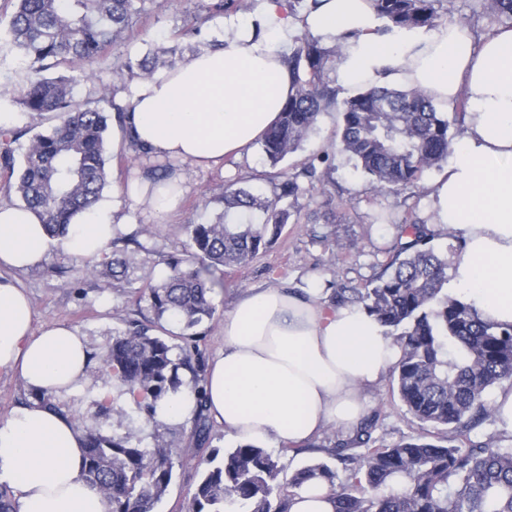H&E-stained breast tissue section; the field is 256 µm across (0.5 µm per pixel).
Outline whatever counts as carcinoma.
Wrapping results in <instances>:
<instances>
[{"mask_svg": "<svg viewBox=\"0 0 512 512\" xmlns=\"http://www.w3.org/2000/svg\"><path fill=\"white\" fill-rule=\"evenodd\" d=\"M148 0H15L4 35L25 65L24 85L12 98L22 112L56 120L50 132L32 137L21 160L14 191L33 210L47 233L64 239L74 214L95 206L109 184V114L125 124L126 109L115 101V88L103 86L93 100L75 99L81 78L96 79L90 67L109 48L138 30ZM378 17L392 27L434 24L442 0H372ZM250 0H211L209 16L237 12ZM489 18L512 25V0H483ZM340 46H325L309 33L297 38L286 57L295 94L261 140L271 167L301 148L321 114L340 115L336 133L341 152L370 177L374 188L399 191L417 186L424 173L448 157L450 126L462 127L465 99L453 118L438 112L415 88L371 86L344 99L330 73ZM177 63L176 50L163 58L147 53L113 70L151 78ZM17 140L0 127V162L14 170ZM172 164L144 171L152 181H168ZM270 194L227 186L217 198L223 206L216 220L186 224L181 256H160L166 276L138 290L154 320L127 321L112 332L102 356L119 394L132 396L131 411L97 400V414L123 420L134 412L155 419L157 406L183 393L195 398L197 445L211 442L206 408L204 365L187 341L194 328L213 319L215 288L224 274L249 265L281 236L298 215L304 189L297 176L269 175ZM259 211L254 224L243 217ZM407 237L374 285L358 296L335 288L329 304L354 302L375 316L400 347L389 369L392 393L407 413L433 429L393 446L358 450L370 441L372 420L339 439L329 454L349 462L341 478L326 464L296 470L280 479V458L252 443L198 462L201 477L186 512H288L291 500L309 483L327 485L334 512H512V448L476 443L471 433L494 418L489 391L512 382V324L482 317L461 297L448 292V258L433 244L439 233L410 214L398 225ZM128 260L112 252L101 262L87 259L84 271L99 272L113 285L128 281ZM179 326L175 334L166 324ZM190 372L185 380L179 370ZM174 440L142 444L134 433L107 436L86 432L81 476L102 494L106 512H156L174 477Z\"/></svg>", "mask_w": 512, "mask_h": 512, "instance_id": "1", "label": "carcinoma"}]
</instances>
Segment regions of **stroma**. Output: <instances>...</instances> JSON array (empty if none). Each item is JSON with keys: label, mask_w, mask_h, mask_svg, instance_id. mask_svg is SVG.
<instances>
[{"label": "stroma", "mask_w": 512, "mask_h": 512, "mask_svg": "<svg viewBox=\"0 0 512 512\" xmlns=\"http://www.w3.org/2000/svg\"><path fill=\"white\" fill-rule=\"evenodd\" d=\"M201 0H150L148 15L130 39L111 47L105 60L97 65L100 78L112 81V67L116 58H141L147 51L174 45L171 35L180 25L185 12L194 10ZM443 21L469 26L482 37L495 27L484 13L481 0H449L440 10ZM24 80L23 64L17 52L4 41L0 42V114L10 117L12 128L20 133L14 143L15 157H22L30 139L49 130L50 120L18 111L9 97ZM338 113L322 115L317 127L302 147L282 161L280 171L292 172L308 159L328 154L332 167L330 180L324 188L311 191L309 205L303 206L300 221L286 225L272 248L249 265L232 271L224 277V289L215 297L216 313L206 334L199 343L205 359H213L224 348V319L232 311L242 294L251 288L286 287L294 290L319 285L321 288H366L382 271L394 253L399 234L394 222L407 213L425 216L428 208V189L441 174L434 168L424 173L417 186L394 192H374L368 177L356 169L353 161L334 144ZM110 186L103 192V201L112 203L121 219L123 236H138L139 243L129 246L126 256L130 263L129 282L120 288L105 286L100 277L81 273L82 260L72 255L63 243L51 242L43 261L34 268L17 272L16 278L29 294L34 308L35 324L39 327L67 325L85 336L92 356L88 382L70 392L58 394L57 403L70 418L82 427L93 426L106 435L134 430L145 444H153L155 435L177 436L189 440L193 419L164 423L155 427L146 418L124 425L115 417L96 414L95 400L101 387L112 385L110 373L103 368L100 357L110 340L112 331L121 327L123 320L149 316L147 305L137 304L134 289L147 281H160L162 270L157 264L159 254L180 255L186 240L183 227L190 223L214 220L219 208L212 198L225 185L246 180L254 192L268 193L269 164L260 146H253L240 157L225 159L223 165L201 169L179 166L186 178V191L176 211L155 215L142 210L125 195H116V186L136 183L141 178V163L121 161L112 154L109 162ZM335 210L336 221H325L327 210ZM151 226V234H141L142 226ZM367 415L375 416L372 446L393 445L402 439L417 435L420 424L394 399L389 380H382L366 389ZM333 427H326L312 442L304 446L282 447L271 440L263 446L279 455L284 476L298 468L324 463L333 469L341 464L328 455ZM211 444L195 449L194 459H181L174 468V478L157 512H184V507L197 484L201 471L198 459L208 456L212 449L235 447L234 439L225 436L220 423L212 425Z\"/></svg>", "instance_id": "35a3bbf8"}]
</instances>
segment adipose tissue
<instances>
[{
  "instance_id": "obj_1",
  "label": "adipose tissue",
  "mask_w": 512,
  "mask_h": 512,
  "mask_svg": "<svg viewBox=\"0 0 512 512\" xmlns=\"http://www.w3.org/2000/svg\"><path fill=\"white\" fill-rule=\"evenodd\" d=\"M258 29L231 23L223 45L119 93L126 127L152 157L202 168L223 163L263 138L294 93L284 56L304 31L340 44L338 80L358 89L403 85L436 107L466 101L463 134L429 191L431 222L458 242L448 255L456 290L490 320L512 324V28L475 39L451 22L378 33L371 0H323L301 16L284 0H259ZM184 192L182 177L143 182L130 195L162 214ZM122 224L111 204L78 213L64 241L75 256H100ZM50 238L35 213L0 204V370L32 392L0 418V482L16 512H105L80 476L84 431L40 403L84 381L85 337L65 326L33 334V308L13 274L40 264ZM400 356L383 327L357 307H335L321 289L251 291L224 319V349L209 364L206 406L236 440L299 444L327 425L351 431L365 414L364 389Z\"/></svg>"
}]
</instances>
